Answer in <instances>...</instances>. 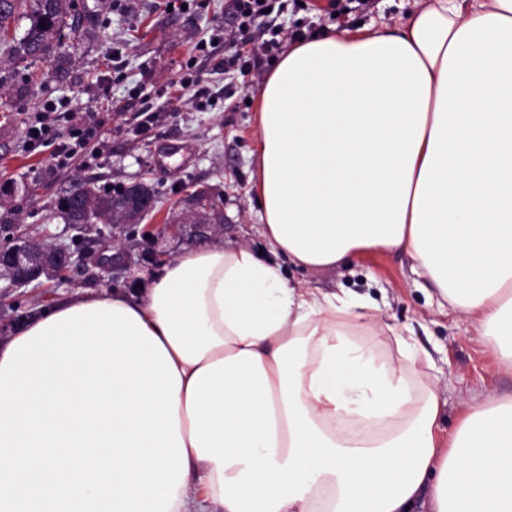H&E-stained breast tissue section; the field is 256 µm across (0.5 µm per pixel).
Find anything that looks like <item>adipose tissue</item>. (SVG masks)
Masks as SVG:
<instances>
[{
  "instance_id": "1",
  "label": "adipose tissue",
  "mask_w": 512,
  "mask_h": 512,
  "mask_svg": "<svg viewBox=\"0 0 512 512\" xmlns=\"http://www.w3.org/2000/svg\"><path fill=\"white\" fill-rule=\"evenodd\" d=\"M255 125L268 257L219 235L18 335L101 302L160 339L188 460L171 512H512V399L468 406L440 443V390L403 330L281 268L406 253L512 367V0H418L393 27L298 38Z\"/></svg>"
}]
</instances>
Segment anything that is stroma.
<instances>
[{"mask_svg":"<svg viewBox=\"0 0 512 512\" xmlns=\"http://www.w3.org/2000/svg\"><path fill=\"white\" fill-rule=\"evenodd\" d=\"M83 2L94 20L71 51L66 79L0 63V239L19 229L49 242L69 241L58 198L72 179L99 189L142 179L157 192L148 223L173 220L186 195L205 188L223 199L225 241L263 249L256 232L259 207L250 190L258 141L255 100L287 51L291 32L393 25L399 16L389 0H271L280 44L243 79L218 70L228 48L209 41L214 29L236 24L228 0H183V9L173 13L165 0ZM202 41L209 44L203 53L197 49ZM191 75L200 78L206 94L194 104L172 100V85ZM50 101L64 105L59 125L65 132L79 127L84 113L94 114L104 135L100 157L85 154L60 168L51 147L29 143L27 121ZM147 107L155 118L143 129L138 115ZM153 272L135 267L105 283L76 275L68 283L0 288V338L65 297L126 288ZM283 272L325 292L346 289L370 297L384 321L408 330L419 358L431 361L423 381L436 383L447 400L438 418L440 437L452 433L464 402L512 397V370L500 367L470 321L439 308L435 286L413 272L408 255L375 248L353 257L348 268L287 266Z\"/></svg>","mask_w":512,"mask_h":512,"instance_id":"1","label":"stroma"}]
</instances>
